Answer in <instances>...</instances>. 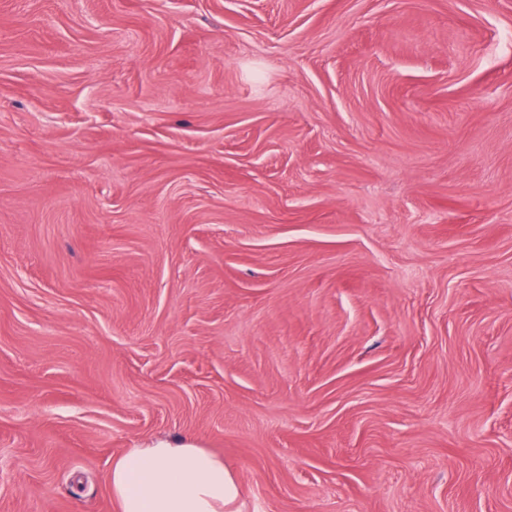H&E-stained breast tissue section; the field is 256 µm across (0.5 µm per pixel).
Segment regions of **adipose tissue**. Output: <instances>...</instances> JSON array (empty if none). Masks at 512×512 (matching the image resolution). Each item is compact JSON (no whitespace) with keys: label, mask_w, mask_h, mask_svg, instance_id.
Segmentation results:
<instances>
[{"label":"adipose tissue","mask_w":512,"mask_h":512,"mask_svg":"<svg viewBox=\"0 0 512 512\" xmlns=\"http://www.w3.org/2000/svg\"><path fill=\"white\" fill-rule=\"evenodd\" d=\"M108 487L118 512H241L234 472L191 442L128 449L113 461Z\"/></svg>","instance_id":"adipose-tissue-1"}]
</instances>
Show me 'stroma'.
Listing matches in <instances>:
<instances>
[{
	"label": "stroma",
	"instance_id": "1",
	"mask_svg": "<svg viewBox=\"0 0 512 512\" xmlns=\"http://www.w3.org/2000/svg\"><path fill=\"white\" fill-rule=\"evenodd\" d=\"M158 439L512 512V0H0V512Z\"/></svg>",
	"mask_w": 512,
	"mask_h": 512
}]
</instances>
